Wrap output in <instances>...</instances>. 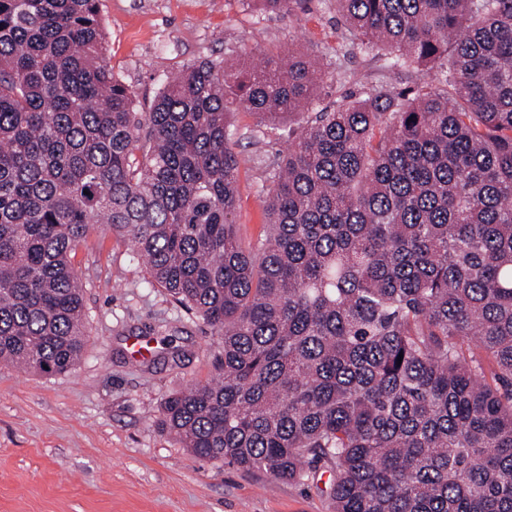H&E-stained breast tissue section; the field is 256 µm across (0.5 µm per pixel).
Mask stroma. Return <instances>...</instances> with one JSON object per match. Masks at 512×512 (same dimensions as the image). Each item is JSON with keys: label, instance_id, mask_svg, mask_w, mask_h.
I'll use <instances>...</instances> for the list:
<instances>
[{"label": "stroma", "instance_id": "stroma-1", "mask_svg": "<svg viewBox=\"0 0 512 512\" xmlns=\"http://www.w3.org/2000/svg\"><path fill=\"white\" fill-rule=\"evenodd\" d=\"M106 63L141 98L188 63L252 69L301 53L322 58L318 97L335 101L350 72L409 91V73L380 57L336 53L342 28L317 0L302 14L263 13L252 0H101ZM240 157L234 223L243 246L266 240L269 164L288 149L245 108L230 116ZM71 262L85 283L89 342L70 372L0 364V512H331V476L303 482L208 462L179 448L155 418L168 394L210 381L221 339L152 284L127 238L101 224Z\"/></svg>", "mask_w": 512, "mask_h": 512}]
</instances>
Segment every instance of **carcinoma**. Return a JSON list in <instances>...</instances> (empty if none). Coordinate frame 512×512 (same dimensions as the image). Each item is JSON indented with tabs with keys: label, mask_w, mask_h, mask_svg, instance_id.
<instances>
[{
	"label": "carcinoma",
	"mask_w": 512,
	"mask_h": 512,
	"mask_svg": "<svg viewBox=\"0 0 512 512\" xmlns=\"http://www.w3.org/2000/svg\"><path fill=\"white\" fill-rule=\"evenodd\" d=\"M332 2L336 51L378 48L419 82L353 75L307 116L252 252L228 115L302 113L317 65L189 63L144 112L105 63L99 0H0V363L80 362L71 256L106 224L222 339L211 381L161 404L179 447L278 480L328 470L333 512H512V0Z\"/></svg>",
	"instance_id": "carcinoma-1"
}]
</instances>
